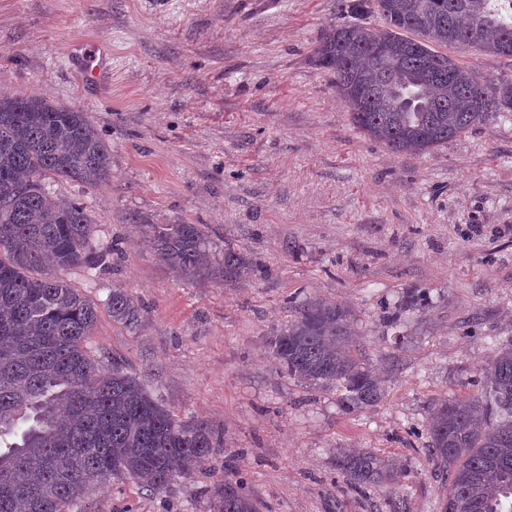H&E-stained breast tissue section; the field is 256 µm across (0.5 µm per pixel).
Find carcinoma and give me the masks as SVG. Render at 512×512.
I'll return each instance as SVG.
<instances>
[{
  "label": "carcinoma",
  "mask_w": 512,
  "mask_h": 512,
  "mask_svg": "<svg viewBox=\"0 0 512 512\" xmlns=\"http://www.w3.org/2000/svg\"><path fill=\"white\" fill-rule=\"evenodd\" d=\"M349 9L357 21L326 30L313 58L335 77L353 123L369 137L423 154L490 112H512V78L482 80L438 51L499 54L512 43V0H352ZM376 11L381 28L366 22ZM438 60L444 73L421 80ZM361 81L374 93L355 100L348 90ZM110 174L108 145L89 113L36 96L0 98V512H73L94 486L114 479L160 492L218 447L208 425L178 421L133 370L115 359L108 370L91 354L98 306L54 273L93 269L116 248L93 250L87 209L52 195L46 181L95 187ZM150 229L156 253L183 279H231L248 266L231 250L211 265V243L196 224ZM105 305L117 322H140L123 289ZM352 326L351 310L308 302L271 339L288 376L343 391L350 413L383 398L351 354ZM480 384L478 396L436 402L427 424L432 460L449 481L441 512H512L511 337L496 343ZM336 466L356 488L396 479L370 452L340 454ZM209 509L260 512V504L239 480L215 485Z\"/></svg>",
  "instance_id": "carcinoma-1"
}]
</instances>
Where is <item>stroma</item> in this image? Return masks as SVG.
<instances>
[{"label":"stroma","mask_w":512,"mask_h":512,"mask_svg":"<svg viewBox=\"0 0 512 512\" xmlns=\"http://www.w3.org/2000/svg\"><path fill=\"white\" fill-rule=\"evenodd\" d=\"M347 2L0 0V96L90 112L110 148L108 181L51 184L84 202L92 244L122 248L116 268L59 273L101 306L90 346L219 442L169 490L115 482L93 489L87 512H205L222 480L246 482L262 512H439L431 404L479 394L496 339L512 336V115L489 113L424 155L370 138L311 61L324 31L349 21ZM75 41L109 53L105 82H83ZM445 53L512 77L510 57ZM181 221L205 231L211 261L229 249L252 272L178 277L145 227ZM115 288L139 305L137 327L103 309ZM413 292L422 305L403 308ZM310 300L352 309L378 405L345 412L335 390L274 358L270 337ZM341 451L401 475L351 486Z\"/></svg>","instance_id":"obj_1"}]
</instances>
